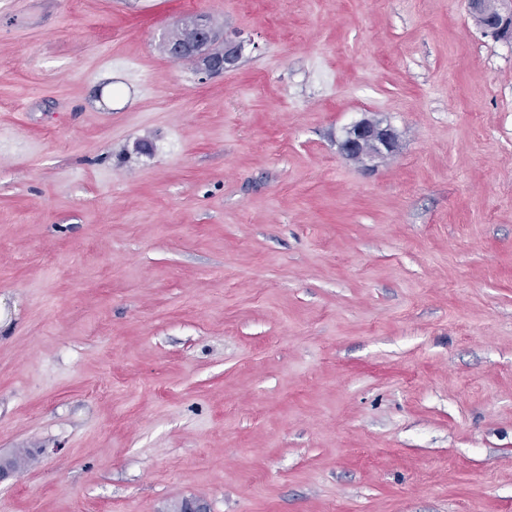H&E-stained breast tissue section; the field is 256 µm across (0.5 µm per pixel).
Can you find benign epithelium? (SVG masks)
I'll list each match as a JSON object with an SVG mask.
<instances>
[{"mask_svg": "<svg viewBox=\"0 0 512 512\" xmlns=\"http://www.w3.org/2000/svg\"><path fill=\"white\" fill-rule=\"evenodd\" d=\"M471 17L481 29L498 38L512 36V0H468ZM179 37L167 36L165 49L175 62L193 60L199 71L222 74L236 66L242 57L243 45L224 41V47L213 50L218 34L208 20L199 15L182 25ZM394 128L374 118L364 117L343 129L340 150L347 159L365 163L393 154L397 149Z\"/></svg>", "mask_w": 512, "mask_h": 512, "instance_id": "benign-epithelium-1", "label": "benign epithelium"}]
</instances>
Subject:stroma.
Listing matches in <instances>:
<instances>
[{"label":"stroma","instance_id":"stroma-1","mask_svg":"<svg viewBox=\"0 0 512 512\" xmlns=\"http://www.w3.org/2000/svg\"><path fill=\"white\" fill-rule=\"evenodd\" d=\"M198 14L233 70L163 50ZM0 314L36 454L0 512H512V39L467 0H0ZM397 142V134L390 124L364 117L343 129L340 150L347 159L366 163L392 155Z\"/></svg>","mask_w":512,"mask_h":512}]
</instances>
